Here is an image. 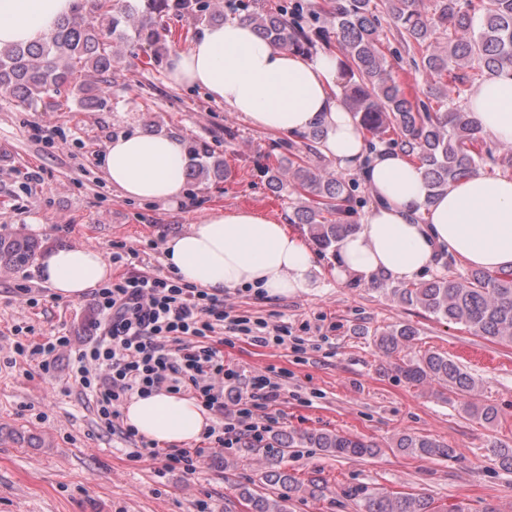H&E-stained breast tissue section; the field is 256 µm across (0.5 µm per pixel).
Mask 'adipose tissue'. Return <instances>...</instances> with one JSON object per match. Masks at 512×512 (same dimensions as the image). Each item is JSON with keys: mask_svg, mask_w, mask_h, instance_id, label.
<instances>
[{"mask_svg": "<svg viewBox=\"0 0 512 512\" xmlns=\"http://www.w3.org/2000/svg\"><path fill=\"white\" fill-rule=\"evenodd\" d=\"M74 0H0V48L45 37L71 14ZM335 55H301L280 49L238 22L203 29L173 55L170 79L204 88L214 101L242 113L256 128L296 135L319 128V149L340 168L362 170L379 203L360 230L340 246L336 272L371 281L383 275L415 280L436 251L472 267L512 269V176L475 174L430 199L423 172L402 153H368L349 108L335 94ZM469 107L482 133L512 142V77L470 90ZM187 154L169 135L135 132L112 139L104 159L109 182L131 200H181ZM165 265L183 282L221 294L255 288L269 295L315 288L314 256L285 224L246 209L212 210L199 223L168 236ZM42 279L62 301L85 299L112 267L104 252L80 245L47 250ZM124 421L165 446L196 442L211 423L189 397L156 392L135 396Z\"/></svg>", "mask_w": 512, "mask_h": 512, "instance_id": "adipose-tissue-1", "label": "adipose tissue"}]
</instances>
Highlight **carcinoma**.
I'll use <instances>...</instances> for the list:
<instances>
[{
  "instance_id": "carcinoma-1",
  "label": "carcinoma",
  "mask_w": 512,
  "mask_h": 512,
  "mask_svg": "<svg viewBox=\"0 0 512 512\" xmlns=\"http://www.w3.org/2000/svg\"><path fill=\"white\" fill-rule=\"evenodd\" d=\"M328 26L306 28L291 15L242 5L239 22L249 24L271 44L308 51L336 38L344 82L341 98L363 133L379 145L397 147L422 169L430 199L481 169L507 172L512 144L487 146L466 109L468 92L479 82L512 70V0H328L318 6ZM396 30L414 70L426 76L424 96L405 90L382 50L381 16ZM191 16L200 23L224 20L210 0H74L72 14L57 21L43 39L0 48V95L24 108L59 106L62 93L75 90L88 109L105 106L107 77L116 62L112 36L124 35L125 48L151 51L161 62L172 35L169 20ZM288 181L309 204L295 208L293 221L305 224L324 250L359 230L345 179L315 167L297 154L288 158ZM281 170L270 171L269 183H283ZM197 180L224 178V161L188 165ZM37 244L25 235H0V272H13L35 258ZM400 303L416 307L448 324L512 344V270L473 269L463 276H436L423 283L392 288ZM417 336L410 324L378 334L380 353L391 358ZM395 369L415 385H436L465 398L475 379L445 353L426 352ZM475 418L492 423L496 406H466ZM278 451L266 456L261 485L243 488L249 512H287L296 494L320 490L317 480L304 484L282 466L291 448H318L336 458L373 457L379 445L362 437L329 431H290L276 439ZM396 448L409 455L448 458L454 449L430 435L403 434ZM495 463L512 472V447L492 445ZM346 497L360 502L361 512H440L424 493L355 490Z\"/></svg>"
}]
</instances>
